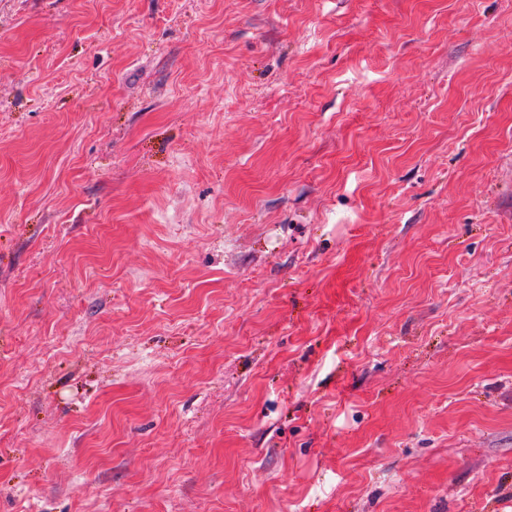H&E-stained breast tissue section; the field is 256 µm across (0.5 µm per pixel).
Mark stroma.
Segmentation results:
<instances>
[{
	"instance_id": "35a3bbf8",
	"label": "stroma",
	"mask_w": 512,
	"mask_h": 512,
	"mask_svg": "<svg viewBox=\"0 0 512 512\" xmlns=\"http://www.w3.org/2000/svg\"><path fill=\"white\" fill-rule=\"evenodd\" d=\"M0 512H512V0H0Z\"/></svg>"
}]
</instances>
